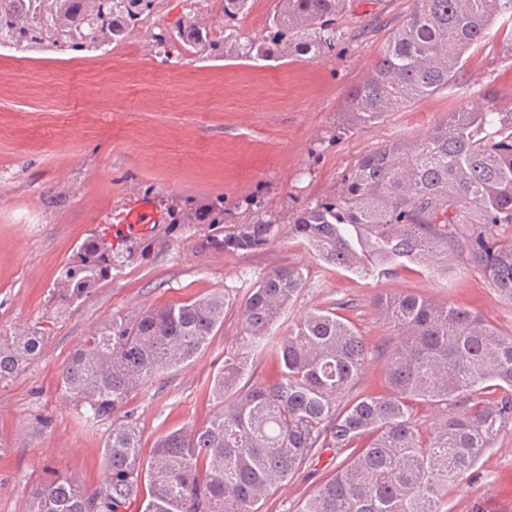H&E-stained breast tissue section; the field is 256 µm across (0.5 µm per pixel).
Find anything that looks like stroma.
Returning a JSON list of instances; mask_svg holds the SVG:
<instances>
[{
  "instance_id": "obj_1",
  "label": "stroma",
  "mask_w": 512,
  "mask_h": 512,
  "mask_svg": "<svg viewBox=\"0 0 512 512\" xmlns=\"http://www.w3.org/2000/svg\"><path fill=\"white\" fill-rule=\"evenodd\" d=\"M184 7V0H159L132 35L135 57L123 45L0 46V329L38 323L47 330L40 354L0 386V512H24L53 471L89 491L108 481L103 446L112 422L84 423L59 378L80 338L111 315L224 294V324L207 347L140 387L128 405L146 457L158 437L210 418L211 382L239 332L240 305L274 268L304 273L291 315L339 309L370 346L390 335L374 300L401 292L465 307L512 334V302L464 260L434 274L361 278L286 236L302 209L336 196L367 151L423 137L460 108L511 103L512 57L501 39L470 59L451 88L350 129L347 94L414 0H353L337 21L343 41L316 60L159 57L151 34ZM218 196L225 233L260 220L275 225L277 236L254 251L199 252L200 225L171 223L169 210ZM141 202L160 222L115 245L111 279L59 309L51 294L62 266L87 237L107 234L117 215ZM338 463L324 452L270 495L264 512H299ZM510 474L512 425L449 493L447 512H487Z\"/></svg>"
}]
</instances>
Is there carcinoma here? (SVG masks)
<instances>
[{
    "label": "carcinoma",
    "mask_w": 512,
    "mask_h": 512,
    "mask_svg": "<svg viewBox=\"0 0 512 512\" xmlns=\"http://www.w3.org/2000/svg\"><path fill=\"white\" fill-rule=\"evenodd\" d=\"M252 0H214L227 21ZM156 0H0V45L117 47L142 27ZM349 0H274L267 34L213 29L187 9L152 35L157 54L268 60L319 58L345 32L336 18ZM512 33V0H415L366 78L346 98L347 126L374 123L448 87L488 45L492 28ZM209 230L200 251H253L274 225L242 224L224 235V198L192 210ZM288 237L317 259L360 277L434 272L467 256L512 301V110L448 113L427 136L386 141L364 155L332 199L302 210ZM112 277V243L85 239L61 269L59 307L69 308ZM298 267L264 274L241 305L240 331L227 346L204 425L159 438L147 462L129 418L112 422L103 449L109 480L88 493L52 473L24 512H261L262 502L323 451L349 455L299 512H443V500L512 424V336L468 309L412 293L375 302L392 336L368 347L336 310H314L280 336L275 327L304 287ZM224 323V293L113 314L82 339L60 387L88 424L123 410L132 394L193 359ZM45 329H0V385L41 350ZM273 356L279 376L255 375ZM386 391L352 395L368 359ZM495 395L491 401L488 395ZM426 403L433 421L421 424Z\"/></svg>",
    "instance_id": "carcinoma-1"
}]
</instances>
